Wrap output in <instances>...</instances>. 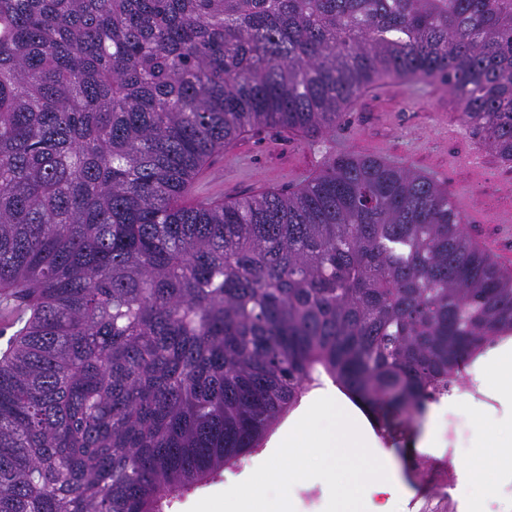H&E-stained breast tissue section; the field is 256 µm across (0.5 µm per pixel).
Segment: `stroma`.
Instances as JSON below:
<instances>
[{
    "instance_id": "stroma-1",
    "label": "stroma",
    "mask_w": 512,
    "mask_h": 512,
    "mask_svg": "<svg viewBox=\"0 0 512 512\" xmlns=\"http://www.w3.org/2000/svg\"><path fill=\"white\" fill-rule=\"evenodd\" d=\"M387 84L380 95L358 98L333 132L314 137L280 128L243 132L205 164L201 178L206 191L228 202L271 191L292 193L318 176L330 158L343 154L404 163L446 189L473 241L482 247L497 243L495 257L512 270V221L506 219L512 214V166L465 134L456 120L460 106L440 83L391 77ZM476 148L484 161L475 170L465 159ZM446 422L456 430L455 448H437L433 454L454 457L472 475L467 495L458 499L460 512H470L474 501L482 512H512V475L492 462L497 435L464 418L450 416ZM423 424L418 418L392 434L383 426L374 428L382 448L395 452L406 488L405 495L392 500L378 495V503H389L390 512H410L425 490L414 466Z\"/></svg>"
}]
</instances>
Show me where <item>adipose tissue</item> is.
I'll list each match as a JSON object with an SVG mask.
<instances>
[{
    "label": "adipose tissue",
    "instance_id": "obj_1",
    "mask_svg": "<svg viewBox=\"0 0 512 512\" xmlns=\"http://www.w3.org/2000/svg\"><path fill=\"white\" fill-rule=\"evenodd\" d=\"M472 379L487 396V403L477 404L468 393L455 391L448 398L429 404L416 445L420 448L440 447L444 442V419L449 415L474 420L480 426L492 421L503 432L498 464L512 471V339L504 340L478 357L472 369Z\"/></svg>",
    "mask_w": 512,
    "mask_h": 512
}]
</instances>
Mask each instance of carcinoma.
Instances as JSON below:
<instances>
[{
    "instance_id": "1",
    "label": "carcinoma",
    "mask_w": 512,
    "mask_h": 512,
    "mask_svg": "<svg viewBox=\"0 0 512 512\" xmlns=\"http://www.w3.org/2000/svg\"><path fill=\"white\" fill-rule=\"evenodd\" d=\"M381 75L512 163V0H0V512H166L321 375L398 428L512 336V272L409 166L187 198Z\"/></svg>"
}]
</instances>
